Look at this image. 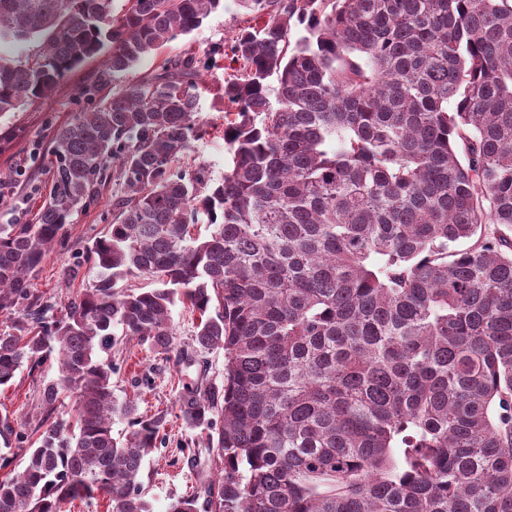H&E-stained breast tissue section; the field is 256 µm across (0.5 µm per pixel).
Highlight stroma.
<instances>
[{
  "mask_svg": "<svg viewBox=\"0 0 512 512\" xmlns=\"http://www.w3.org/2000/svg\"><path fill=\"white\" fill-rule=\"evenodd\" d=\"M243 24L239 0H222L199 29L143 58L132 74L139 77L158 70L166 59L189 46L204 53L218 44L230 45ZM235 67V62L230 61L225 69L203 74L198 90L199 118L210 124L212 131L196 144L191 157L214 182L223 177L230 158L224 143L228 105L218 88L226 70ZM124 82V77L111 74L100 55L73 69L46 102L0 116V224L35 223L50 190L44 160L57 129L69 123L88 102L111 95ZM122 191V186L109 183L94 201L73 216L71 224L64 226L65 246L52 250L29 275L30 286L37 294L60 307L93 283L95 272L84 263L83 256L111 224L113 201ZM74 266L79 267V276L67 279V270ZM109 358L114 367L112 390L117 399L135 400L143 414H167L166 446L145 457L140 475L152 512H167L171 502L191 493L201 481L216 478L224 462L209 447L205 432L187 427L177 416L180 367L175 361L127 339L113 347ZM55 376V369L47 365L38 373L21 368L11 386L0 388V413L15 418L26 431H37L42 420L39 389Z\"/></svg>",
  "mask_w": 512,
  "mask_h": 512,
  "instance_id": "obj_1",
  "label": "stroma"
}]
</instances>
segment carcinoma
Returning <instances> with one entry per match:
<instances>
[{"label":"carcinoma","mask_w":512,"mask_h":512,"mask_svg":"<svg viewBox=\"0 0 512 512\" xmlns=\"http://www.w3.org/2000/svg\"><path fill=\"white\" fill-rule=\"evenodd\" d=\"M220 4L0 0V43H45L0 60V115L105 50L129 73ZM242 6L220 181L187 162L209 135L189 46L60 128L38 223L0 224V313L24 310L0 333V387L58 365L36 440L0 416V449L27 454L0 512H152L140 471L167 415L114 397L116 328L188 368L224 350V381L183 380L176 400L217 431L224 471L168 512H512V0ZM111 163L125 195L87 250L96 284L48 322L28 275ZM178 303L200 315L190 351ZM40 49V38L17 43H2L0 44V57L11 62L33 63L38 58Z\"/></svg>","instance_id":"1"}]
</instances>
